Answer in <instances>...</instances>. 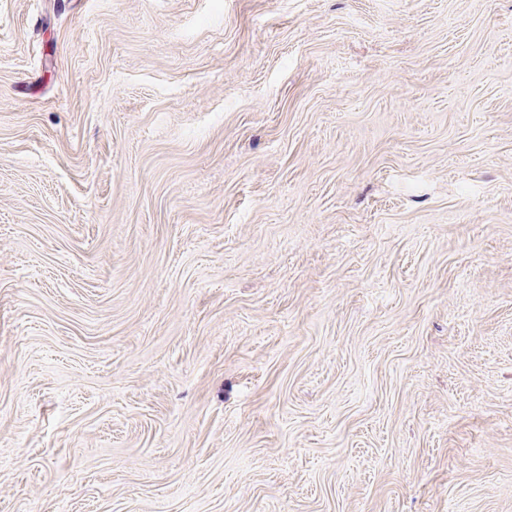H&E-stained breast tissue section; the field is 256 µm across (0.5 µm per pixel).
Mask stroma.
<instances>
[{
  "label": "stroma",
  "mask_w": 512,
  "mask_h": 512,
  "mask_svg": "<svg viewBox=\"0 0 512 512\" xmlns=\"http://www.w3.org/2000/svg\"><path fill=\"white\" fill-rule=\"evenodd\" d=\"M0 512H512V0H0Z\"/></svg>",
  "instance_id": "35a3bbf8"
}]
</instances>
